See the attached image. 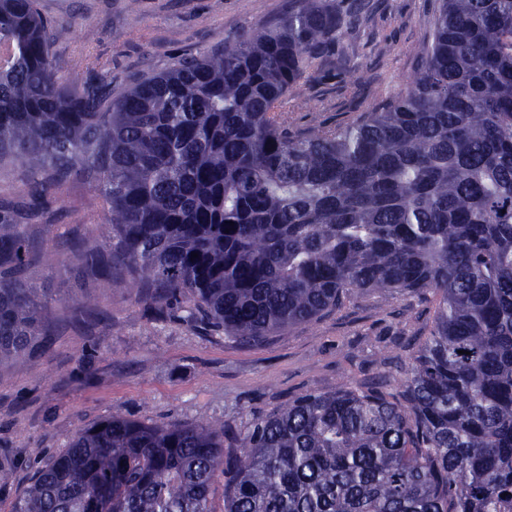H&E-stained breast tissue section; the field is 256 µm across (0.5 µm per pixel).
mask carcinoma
<instances>
[{"instance_id":"carcinoma-1","label":"carcinoma","mask_w":512,"mask_h":512,"mask_svg":"<svg viewBox=\"0 0 512 512\" xmlns=\"http://www.w3.org/2000/svg\"><path fill=\"white\" fill-rule=\"evenodd\" d=\"M363 0L288 14L112 97L63 80V25L0 0V160L31 173L25 216L0 206V366L29 359L65 300L26 268L62 262L33 234L63 177L107 207L85 271L116 269L152 313L241 345L371 291L440 299L400 367L310 391L254 419L233 448L215 423L116 413L82 429L12 512H502L512 503V0H437L417 69L346 126L300 128L288 92L336 66ZM198 254L194 258L191 253Z\"/></svg>"}]
</instances>
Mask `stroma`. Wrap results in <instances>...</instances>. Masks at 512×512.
<instances>
[{
  "instance_id": "1",
  "label": "stroma",
  "mask_w": 512,
  "mask_h": 512,
  "mask_svg": "<svg viewBox=\"0 0 512 512\" xmlns=\"http://www.w3.org/2000/svg\"><path fill=\"white\" fill-rule=\"evenodd\" d=\"M364 33L345 34L364 73L355 83L324 70L288 94L301 126L343 125L396 91L417 66L435 0H367ZM50 22L70 24L54 44L60 73L94 68L114 95L133 79L167 71L189 55L223 47L288 11V0H37ZM52 244L70 253L93 244L106 221L103 200L78 175L61 187L49 216ZM29 282L96 307L54 308L45 316L46 350L0 369V453L12 475L0 512L30 484L39 465L86 425L120 412L146 424L219 421L233 443L253 418L310 391L361 383L410 360L432 326L436 297L371 292L316 321L243 347L192 327L181 310L151 315L122 282L83 275L74 263L29 267Z\"/></svg>"
}]
</instances>
